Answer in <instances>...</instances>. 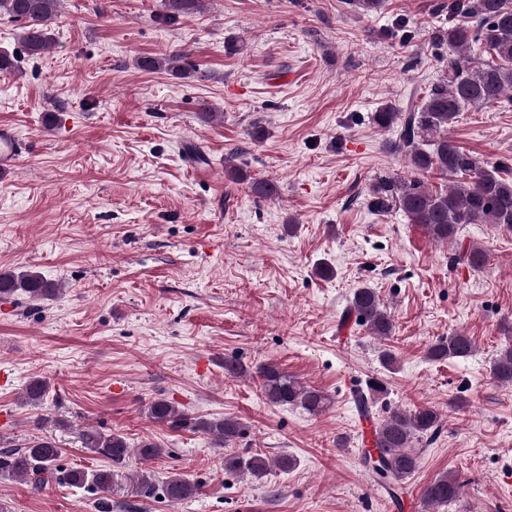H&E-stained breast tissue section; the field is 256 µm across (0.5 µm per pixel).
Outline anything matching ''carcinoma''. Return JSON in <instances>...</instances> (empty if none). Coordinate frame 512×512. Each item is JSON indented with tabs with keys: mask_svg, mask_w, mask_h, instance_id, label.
<instances>
[{
	"mask_svg": "<svg viewBox=\"0 0 512 512\" xmlns=\"http://www.w3.org/2000/svg\"><path fill=\"white\" fill-rule=\"evenodd\" d=\"M198 0H166L167 17L177 20L181 14L197 8ZM60 0H0V15L27 21L20 36L26 53L38 56L52 46L50 24L56 17ZM449 9L469 18L438 31L435 38L448 45V71L430 89L422 101L407 103L405 111L382 108L375 113L376 123L383 128L396 127L393 148L407 164L419 172L436 170L455 179L442 192H433L419 178L383 180L373 187L371 208L386 213L402 211L413 224L421 225L438 242H454L466 224H503L512 229V181L499 175V167L480 161L448 140V126L459 112L468 106L487 105L512 92V0H453ZM479 44L489 54L486 61L468 57L471 46ZM184 54L176 53L161 61L155 57L137 59L143 70H167L175 75L183 72ZM455 260L474 268L483 265L482 248L470 245L456 254ZM60 293L55 283L36 271L0 272V298L24 296L31 301L52 300ZM351 310L357 320L380 337L392 333L393 322L374 289H355ZM474 350L472 340L456 333L440 340L428 350L432 360L467 356ZM491 373L501 383H512V346L502 350L495 359ZM265 398L275 405H291L317 415L329 406V397L322 391L303 385L273 364L259 367ZM383 391L375 382L368 391L354 393V402L364 415L372 414L371 392ZM47 392L41 379L29 381L26 399L39 403ZM148 415L157 423L174 430L203 431L218 440L229 442L241 433V423L234 418L206 420L192 417L165 398L151 400ZM440 414L431 407H421L411 413L392 410L375 433L374 448L364 451L362 465L378 485L396 492L415 471L418 456L411 448L412 439L435 431ZM83 447L104 456L114 465L126 462L131 455L143 461L161 457L163 449L145 440L130 448L123 435L87 429L82 433ZM62 449L51 438H34L21 447L0 448V478L18 479L35 491L51 483L74 488H89L103 496L111 492L119 471L97 469L62 471L56 461ZM294 458L281 455L274 459L261 454L224 459V468L259 479L274 468L287 471ZM137 494L151 498L157 495L171 503L182 502L198 493V486L179 473H172L161 482L152 473L143 472L135 481ZM460 484L451 473L436 477L422 494L425 510L453 503L459 496Z\"/></svg>",
	"mask_w": 512,
	"mask_h": 512,
	"instance_id": "cac0c4a2",
	"label": "carcinoma"
}]
</instances>
